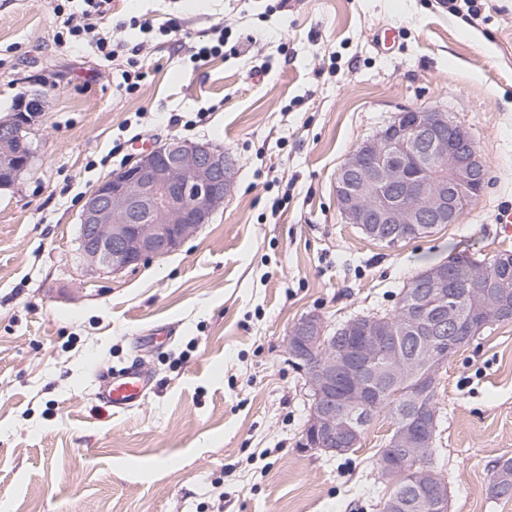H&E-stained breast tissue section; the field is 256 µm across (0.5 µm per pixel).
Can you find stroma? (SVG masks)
<instances>
[{
	"instance_id": "stroma-1",
	"label": "stroma",
	"mask_w": 512,
	"mask_h": 512,
	"mask_svg": "<svg viewBox=\"0 0 512 512\" xmlns=\"http://www.w3.org/2000/svg\"><path fill=\"white\" fill-rule=\"evenodd\" d=\"M156 29L139 93L53 35L50 0H0V119L20 94L43 110L28 168L0 188V507L7 512H381L374 418L342 456L300 446L309 409L286 345L309 312L329 324L392 311L423 267L512 250V0L481 20L444 0H112L113 38ZM173 21L175 32L158 27ZM224 29L196 65L186 41ZM401 37L390 52L373 38ZM465 126L486 186L457 224L389 246L345 223L336 172L406 108ZM205 124H192L196 111ZM182 124L172 126L171 115ZM209 141L237 162L232 195L176 251L118 273L78 249L86 195L137 156L132 137ZM139 363L138 407L95 405V373ZM434 464L450 512H512L488 492L512 456V321L486 328L437 372ZM215 34L219 33L217 38L211 39L200 46H194L196 51L191 55V59L194 63H205L211 57H217L224 54V29L216 28Z\"/></svg>"
}]
</instances>
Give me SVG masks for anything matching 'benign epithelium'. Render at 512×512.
Instances as JSON below:
<instances>
[{"label": "benign epithelium", "instance_id": "benign-epithelium-1", "mask_svg": "<svg viewBox=\"0 0 512 512\" xmlns=\"http://www.w3.org/2000/svg\"><path fill=\"white\" fill-rule=\"evenodd\" d=\"M20 136L11 119L0 121V178L14 179L30 162L31 155L13 148ZM444 164L448 175H434ZM235 176L232 157L209 142L173 140L136 156L86 196L80 254L95 268L120 271L176 250L224 206ZM485 183L469 131L434 108L415 107L397 113L385 131L349 154L336 174V200L347 223L395 245L439 224L459 223ZM451 264L456 261L427 269L417 278L416 298L404 303V326L421 333L412 352L390 340L391 326L378 316H359L332 329L321 315L309 313L289 328L287 348L311 396L302 448L336 455L358 447L384 383L443 362L444 338L456 347L472 340L469 302L484 304L483 326L512 318L507 295L491 290L484 265H472L460 289L446 286ZM325 346L330 359L315 362ZM420 384L415 414L388 439L391 452L378 473L394 485L405 475L436 512H448V484L434 464L410 466L435 452L437 409L421 403L432 385L425 378Z\"/></svg>", "mask_w": 512, "mask_h": 512}]
</instances>
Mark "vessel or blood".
Segmentation results:
<instances>
[{
  "label": "vessel or blood",
  "mask_w": 512,
  "mask_h": 512,
  "mask_svg": "<svg viewBox=\"0 0 512 512\" xmlns=\"http://www.w3.org/2000/svg\"><path fill=\"white\" fill-rule=\"evenodd\" d=\"M95 398L101 407L126 411L138 406L153 389L152 377L129 364L98 372Z\"/></svg>",
  "instance_id": "b4317fda"
}]
</instances>
